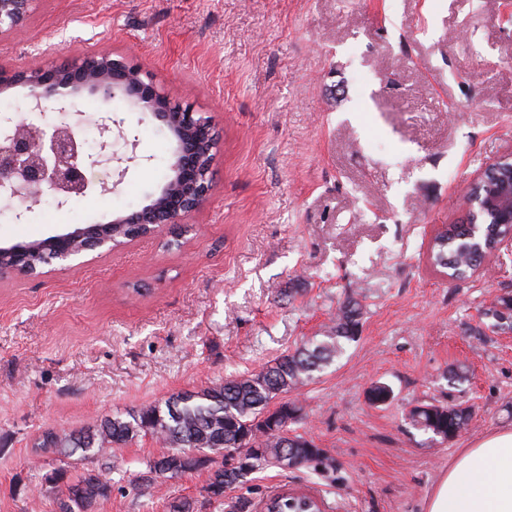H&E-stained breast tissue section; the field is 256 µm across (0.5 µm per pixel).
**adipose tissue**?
<instances>
[{"mask_svg":"<svg viewBox=\"0 0 512 512\" xmlns=\"http://www.w3.org/2000/svg\"><path fill=\"white\" fill-rule=\"evenodd\" d=\"M427 512H512V431L465 450L439 481Z\"/></svg>","mask_w":512,"mask_h":512,"instance_id":"ef3b65f1","label":"adipose tissue"}]
</instances>
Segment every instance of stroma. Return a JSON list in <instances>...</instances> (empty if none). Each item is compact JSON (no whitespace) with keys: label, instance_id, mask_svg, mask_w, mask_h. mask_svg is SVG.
<instances>
[{"label":"stroma","instance_id":"stroma-1","mask_svg":"<svg viewBox=\"0 0 512 512\" xmlns=\"http://www.w3.org/2000/svg\"><path fill=\"white\" fill-rule=\"evenodd\" d=\"M102 49L210 120L213 191L178 233L36 276L0 273V512H52L60 467L110 479L95 512H168L182 498L225 512L206 474L140 480L159 452L151 437L68 460L38 439L258 370L323 335L351 295L358 341L291 394L293 432L328 467L263 470L226 499L257 505L280 483L315 490L327 512H426L467 448L512 430V333L485 316L512 294V251L463 281L427 260L467 184L512 149V21L495 0H34L0 37V67ZM112 117L137 140L125 171H93L112 191L62 208L44 198L20 224L0 214V245L148 203L173 143L125 99ZM378 383L393 397L376 406ZM425 403L471 418L439 443L406 417Z\"/></svg>","mask_w":512,"mask_h":512}]
</instances>
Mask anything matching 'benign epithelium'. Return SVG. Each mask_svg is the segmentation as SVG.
Masks as SVG:
<instances>
[{"mask_svg": "<svg viewBox=\"0 0 512 512\" xmlns=\"http://www.w3.org/2000/svg\"><path fill=\"white\" fill-rule=\"evenodd\" d=\"M35 0H0V36L18 27L28 16ZM16 85L27 88L33 112L45 103L72 102L84 93L96 96L112 111L120 96L138 111L161 123L174 143L170 179L150 198L148 204L112 219L111 224L131 228L134 239L149 226L177 229L183 219L210 196L214 135L208 121L187 108L171 105L167 95L149 74L136 64L115 59L108 51L86 55L67 66H53L43 59L21 71L0 68V93ZM121 122L106 116L98 120V150L90 152L82 138L80 124L62 118L55 123L16 122L0 119V201L13 207L20 221L25 213L46 196L64 207L91 188L87 172L121 161L114 152L113 127ZM467 209L478 203L512 224V150L487 164L470 185ZM111 243L100 224L77 227L33 244L0 247V269L29 272V254L37 251L49 260H76Z\"/></svg>", "mask_w": 512, "mask_h": 512, "instance_id": "obj_1", "label": "benign epithelium"}]
</instances>
